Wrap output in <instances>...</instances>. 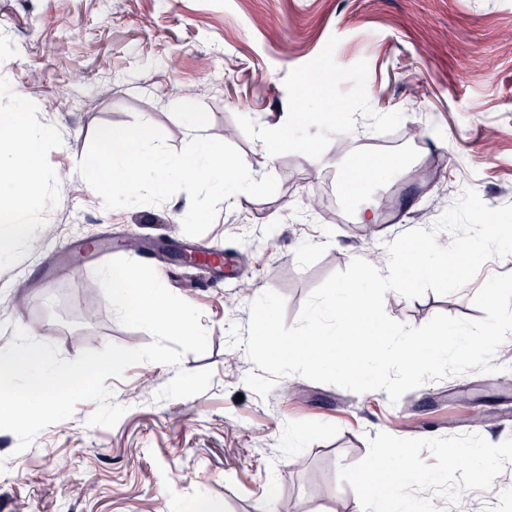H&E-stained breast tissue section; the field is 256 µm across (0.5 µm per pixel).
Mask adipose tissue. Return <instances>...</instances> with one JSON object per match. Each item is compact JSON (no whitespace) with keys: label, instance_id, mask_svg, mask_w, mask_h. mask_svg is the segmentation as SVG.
I'll use <instances>...</instances> for the list:
<instances>
[{"label":"adipose tissue","instance_id":"ef3b65f1","mask_svg":"<svg viewBox=\"0 0 512 512\" xmlns=\"http://www.w3.org/2000/svg\"><path fill=\"white\" fill-rule=\"evenodd\" d=\"M47 132L31 128L19 112L0 114V141L21 142L23 152L0 149V173H7L8 179L0 184V193L10 197L32 199L41 196L44 187L36 175L39 163L40 145Z\"/></svg>","mask_w":512,"mask_h":512}]
</instances>
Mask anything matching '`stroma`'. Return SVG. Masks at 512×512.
Listing matches in <instances>:
<instances>
[{"instance_id": "obj_1", "label": "stroma", "mask_w": 512, "mask_h": 512, "mask_svg": "<svg viewBox=\"0 0 512 512\" xmlns=\"http://www.w3.org/2000/svg\"><path fill=\"white\" fill-rule=\"evenodd\" d=\"M185 100L203 116L197 135L230 141L253 175L278 180L271 197L241 193L219 207L196 237L176 216L187 193L108 209L76 167L98 126L138 118L182 150L196 135ZM299 110L306 122L292 120ZM1 112L51 134L37 173L45 191L25 203L33 240L0 257V349L19 322L68 360L151 343L119 322L94 274L102 259L137 258L129 238L159 250V279L201 310L209 348L107 378L126 408L114 427L87 426L96 404L83 401L25 450L0 430V512H194L203 499L255 512L265 497L276 512H392L389 496L361 510L364 472L407 484L409 512L432 496L443 512H512V353L395 403L298 374L263 398L229 335L247 329L250 303L268 290L296 325L330 274L355 256L384 267L387 242L430 228L465 189L492 208L512 204V0H0ZM272 124L287 127L288 144L271 154L258 131ZM379 161L394 175L351 191L359 163ZM312 196L321 208L310 213ZM367 206L377 223H357ZM50 244L61 250L55 270L44 263ZM191 247L222 250L223 270L180 264ZM495 274H512V255L448 295L390 293L385 311L413 327L438 314L484 318L473 297ZM296 432L309 443L294 461ZM391 437L408 442L406 455L382 454ZM462 456L468 466H457ZM485 473L508 493L485 496Z\"/></svg>"}]
</instances>
